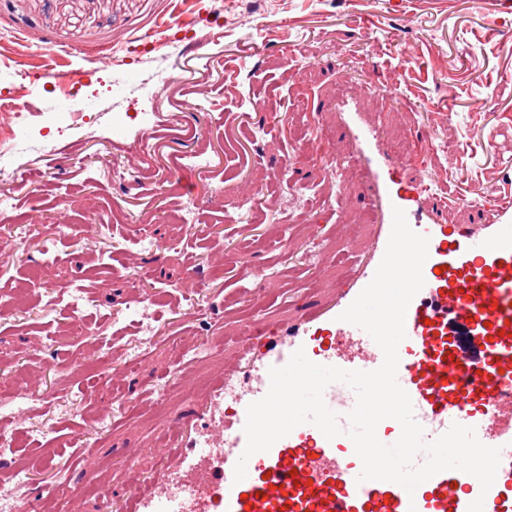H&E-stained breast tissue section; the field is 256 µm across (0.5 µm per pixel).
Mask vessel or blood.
<instances>
[{
  "mask_svg": "<svg viewBox=\"0 0 512 512\" xmlns=\"http://www.w3.org/2000/svg\"><path fill=\"white\" fill-rule=\"evenodd\" d=\"M343 121L375 212L368 258L348 266L330 297L302 304L285 321L245 330L207 387L195 388L183 372L193 391L175 430L160 439L163 463L125 495L121 512H468L479 498L483 512H512V195L485 197L475 181L453 193L422 178L406 181L403 169L426 168L429 148L409 157L392 154L377 122L352 101L344 105ZM451 200L473 208L477 220L449 225ZM396 207L429 238L424 285L408 306L398 346L397 380L425 441L457 422L474 428L484 445L500 448L492 487L482 490L475 476L456 469L411 493L390 481H359L362 462L346 434L356 396L341 382L324 391L341 435L329 439L313 424L299 425L269 451L252 455L246 477L235 480L246 446V409L267 394L270 368L286 365L300 347L321 365L381 366V348L340 315L373 279ZM340 336L350 337L353 350L337 345Z\"/></svg>",
  "mask_w": 512,
  "mask_h": 512,
  "instance_id": "1",
  "label": "vessel or blood"
}]
</instances>
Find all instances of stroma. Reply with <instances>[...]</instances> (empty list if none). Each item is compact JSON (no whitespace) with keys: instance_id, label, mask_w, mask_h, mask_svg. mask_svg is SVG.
I'll use <instances>...</instances> for the list:
<instances>
[{"instance_id":"35a3bbf8","label":"stroma","mask_w":512,"mask_h":512,"mask_svg":"<svg viewBox=\"0 0 512 512\" xmlns=\"http://www.w3.org/2000/svg\"><path fill=\"white\" fill-rule=\"evenodd\" d=\"M503 2L0 0V104L26 105L22 143L0 121V186L16 190L0 210V419L29 389L23 431L48 439L43 461L17 445L29 466L0 480V498L53 488L57 512H119L127 450L144 449L141 477L162 462L155 441L186 401L182 368L207 377L249 320L283 321L339 285L369 243L365 177L353 165L329 182L309 146L351 154L343 95L376 115L395 153L435 145L407 177L495 194L512 158ZM101 51L109 65L89 67ZM55 67L85 69L78 95L49 84ZM387 72L400 85L381 99ZM76 287L96 301L80 324L67 309ZM138 294L161 302L127 312ZM142 322L154 338L132 359ZM103 357L109 379L75 369ZM157 392L166 410L139 407ZM78 428L103 487L85 485Z\"/></svg>"}]
</instances>
